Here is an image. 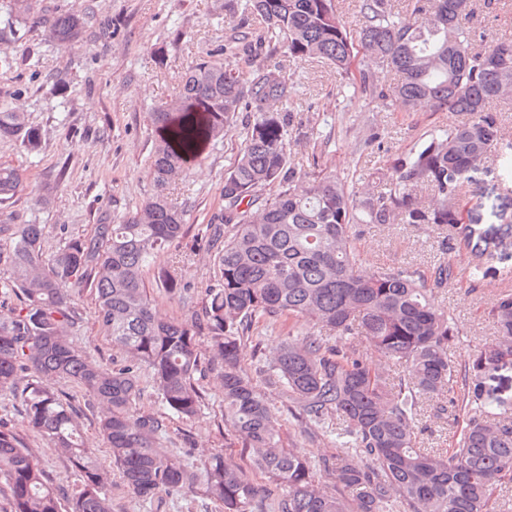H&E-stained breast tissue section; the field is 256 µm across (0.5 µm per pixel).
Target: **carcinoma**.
<instances>
[{"label": "carcinoma", "mask_w": 512, "mask_h": 512, "mask_svg": "<svg viewBox=\"0 0 512 512\" xmlns=\"http://www.w3.org/2000/svg\"><path fill=\"white\" fill-rule=\"evenodd\" d=\"M477 0H415L406 14L392 0H359L360 30L351 33L338 0H224V15L245 32L235 50L252 69L201 59L187 69L178 93L155 106L151 156L153 193L120 224H98L47 255L45 225L23 224L11 240L9 271L23 296L0 313V393L17 390L25 367L32 382L21 391L25 423L69 459L79 484L70 506L29 449L0 428V479L12 512H112L110 472L93 456L71 407L56 385L73 382L100 409L99 434L129 490L153 500L162 488L190 480L163 456L162 416L140 412L138 370L144 366L165 408L183 419L203 399L195 383L197 337L209 339L224 388V425L250 467L283 491L272 512H501L497 492L512 484V404L498 394L512 366V293L488 310L496 335L457 360V332L435 290L451 278L442 260L428 274L363 263L356 224H431L448 230L477 261L494 258L479 221L461 222L457 199L470 174L502 141L494 102L512 95V37L480 46L471 21ZM117 41L121 23L94 13L53 19L51 37ZM281 54L320 59L363 95L393 100L402 112H466L470 119L440 128L393 161L395 178L359 193L350 181L313 161H291L293 144L314 135L288 110L290 86ZM400 82L385 87L379 74ZM250 110L243 146L224 174L227 227L217 244L218 283L205 289L190 323L159 315L144 275L158 255L185 234L186 211L169 198L170 181L224 136ZM0 138H15L32 156L42 133L23 109L0 102ZM22 187L18 169L0 164V200ZM266 190L264 198L259 192ZM95 289L97 319L126 354L107 368L71 343L73 289ZM300 319L318 328L288 336L271 351L253 326L264 319ZM399 367L392 376L365 348ZM265 356L268 384L288 399L302 428L336 435V454L314 467L285 445L268 394L243 367L245 352ZM435 418L453 412L461 424L453 447L419 446L421 406ZM206 494L222 512H267L268 494L221 452L203 464Z\"/></svg>", "instance_id": "carcinoma-1"}]
</instances>
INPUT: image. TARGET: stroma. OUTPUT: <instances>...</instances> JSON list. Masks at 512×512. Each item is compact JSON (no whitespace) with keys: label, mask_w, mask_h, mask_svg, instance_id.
Segmentation results:
<instances>
[{"label":"stroma","mask_w":512,"mask_h":512,"mask_svg":"<svg viewBox=\"0 0 512 512\" xmlns=\"http://www.w3.org/2000/svg\"><path fill=\"white\" fill-rule=\"evenodd\" d=\"M89 7L97 19L120 20L123 38L114 43L87 39L61 46L47 26L25 18L18 19L16 33L0 34V100L15 101L44 134L35 158L19 141L0 139V163L17 168L23 177L22 191L0 201V224L44 225L48 252L91 236L102 220L125 219L152 192V106L176 94L181 75L192 62L210 55L231 58L242 68L248 64L244 55L226 54L236 22L225 17L224 0H37L35 4L37 12L56 15ZM19 43L31 47L30 56L16 53ZM286 71L294 85L289 109L332 137L324 148L313 139L294 145V162L305 168L313 155H320L322 164L336 175L363 174L366 189L389 182L391 161L420 138L466 119L462 112H399L383 107L380 101L354 93L331 68L317 61H291ZM51 74L66 79L65 97L44 93L42 85ZM244 126V120H237L224 138L209 145L202 159L184 168L170 185L174 201L187 210L186 233L145 273L148 296L164 317L192 320L201 309L205 288L217 282L207 245L209 222L224 210V174L235 161ZM373 132L379 135V148L362 151L361 140ZM46 187L53 190L52 204L34 210L31 193ZM458 207L464 222L481 217L498 245V260L486 264L477 276L472 273L469 251L460 246L443 250L442 234L430 225L358 224L354 231L363 259L372 266L426 271L439 258L450 261L454 276L436 292L435 299L456 321L458 336L452 354L460 359L494 336L487 311L498 294L512 292V182L503 180L497 157H490L473 173ZM172 265L178 268L179 280L193 289V301L187 303L168 293L162 274ZM74 307L77 321L72 339L78 349L101 363L122 366L123 353L113 347L94 314L92 288L76 292ZM139 375L143 392L138 409L165 415L161 454L181 462L195 476L202 473V460L215 452L245 463V453L231 443L224 427V391L216 374L202 379L201 410L191 419L165 414L148 370L140 369ZM58 392L71 404L98 461L111 471L112 512H219V505L196 486L178 493L159 492L151 502L135 497L97 433V410L75 384L59 383ZM269 400L291 448L314 465L335 453L330 436L301 431L278 391H271ZM0 424L11 428L30 448L63 497H72L77 479L67 457L26 427L20 399L0 395Z\"/></svg>","instance_id":"35a3bbf8"}]
</instances>
